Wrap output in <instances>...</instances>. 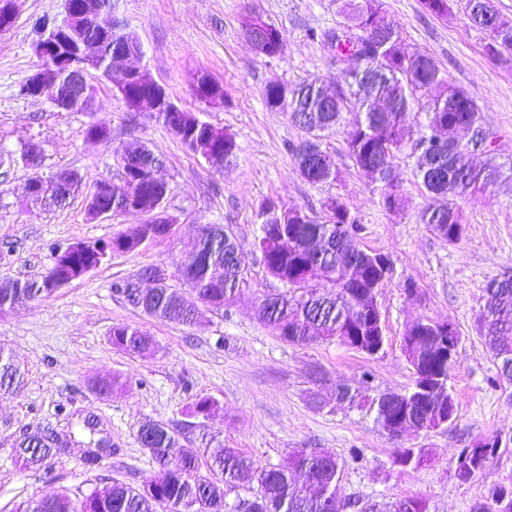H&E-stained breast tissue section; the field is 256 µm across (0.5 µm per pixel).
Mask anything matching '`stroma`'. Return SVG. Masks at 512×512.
Instances as JSON below:
<instances>
[{
    "instance_id": "obj_1",
    "label": "stroma",
    "mask_w": 512,
    "mask_h": 512,
    "mask_svg": "<svg viewBox=\"0 0 512 512\" xmlns=\"http://www.w3.org/2000/svg\"><path fill=\"white\" fill-rule=\"evenodd\" d=\"M408 51L432 57L451 80L481 108V125L496 139L497 160L512 163V54L491 57L486 34L464 16L455 0L451 16L426 11L422 0H383ZM342 0H119L118 16L135 32L145 50L152 78L174 102L235 136L236 160L211 167L188 151L164 126L142 112L130 111L111 80L89 71L92 108L66 112L46 100L20 95L19 86L38 68L34 45L43 21H62L64 0H15L11 29L0 33V153L12 165L0 167V279L43 278L53 264V246L110 239L146 221L145 213L89 221L85 197L97 183L121 173L117 148L140 141L162 161L157 176L168 188L164 202L173 220L170 233L130 254L110 255L100 266L56 289L49 297L23 300L0 314V349L12 354L24 379L0 393V512H15L28 499L67 488L82 494L120 481L139 487L158 466L141 447L140 426L159 420L179 430L180 446L168 457L178 467L184 452L215 437L237 448L255 465L283 463L299 448H319L342 466V495L356 500L395 502L416 496L428 512H470L492 485L512 478V384L497 379L493 357L477 330L487 281L512 276V177L459 202L464 223L454 244L422 224L433 200L412 172L407 151L396 153L393 169L399 209L381 202V186L347 155L343 131L325 134L322 147L333 157L338 180L322 185L300 175L289 144L305 131L287 113L264 103L267 85L317 81L336 89V68L310 31L336 26ZM278 28L284 47L279 59L259 56L244 35L250 15ZM201 73L224 87V103L209 107L193 94ZM107 119L109 144L87 142L84 131ZM36 149L37 169L20 157ZM77 173L82 192L62 207L24 198L21 186L31 174L51 178ZM343 199L364 225L365 249L390 254L394 272L379 290L378 304L388 344L368 356L333 342L296 346L260 321L263 294L279 284L267 274L255 248L256 215L269 199L323 219V201ZM220 224L248 254L249 288L227 310L200 307L195 326L186 327L144 315L112 284L133 280L152 287L147 272L164 268L168 284L184 289L181 265L197 238V225ZM415 294H407L406 284ZM452 323L460 342L448 385L457 415L452 425L431 432L394 437L382 430L367 407L337 400L339 388L401 393L413 383L401 351L405 330L415 321ZM139 327L155 336L160 350L141 359L113 347L112 329ZM122 375L126 387L112 396H95L91 383ZM201 397L214 401L209 417L190 411ZM94 419L95 432L84 427ZM52 429L70 444L67 456L47 470L25 469L12 453L25 433ZM110 446L93 468L80 457L90 436ZM484 438L499 441L496 454L472 479L455 476L460 449ZM422 448L424 462L395 470L397 449Z\"/></svg>"
}]
</instances>
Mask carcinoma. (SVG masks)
I'll use <instances>...</instances> for the list:
<instances>
[{
    "mask_svg": "<svg viewBox=\"0 0 512 512\" xmlns=\"http://www.w3.org/2000/svg\"><path fill=\"white\" fill-rule=\"evenodd\" d=\"M485 0H467L465 11L469 22L488 35L486 48L493 52L495 45L512 46V23L495 15L489 24L483 18ZM344 22L320 34L322 46L330 59L338 56L360 60L352 69L336 74V93H326L322 86L303 83L289 89V115L299 114L293 122L302 127L307 138L291 147L301 177L312 185L336 180L337 169L331 155L321 147V138L340 124L349 111L348 101L355 97L359 107L354 113L345 141L347 154L354 165L365 164L377 169L376 181L382 185L383 199L387 189L396 180L392 167L394 154L411 146L414 176L425 192L433 197L464 198L484 190L502 175L495 162L494 148L483 150L486 163L477 168L470 161V145L458 143L441 148L432 138L439 128L448 125L463 127L479 125L480 109L472 96L454 85L448 75L428 55L417 66L407 62L403 39L382 8L381 0H365L360 6L355 0H344ZM257 23L266 33L268 57L281 54L280 34L276 26L251 16L246 24ZM433 87L441 94L425 112V123L417 137H412L401 121L415 97ZM190 126L189 134L181 143L192 153L197 145L219 149L221 168L238 155L235 137L211 124L195 126V115L182 113ZM110 134L108 123L97 120L84 132L85 139L105 142ZM129 159L133 165L146 169L157 163L155 155L145 146L130 143L120 150V159ZM141 185L121 177L112 184V196L102 206L116 211L123 207L129 194ZM326 219H314L309 224L277 223L274 201H267L257 214L264 234L257 236L256 248L261 254L266 271L278 280L284 290L263 295L259 315L267 327L284 322L281 339L293 345L336 341L349 335L356 324L359 311L346 297L345 291L356 288L343 280L349 270L364 273L365 283L378 280L380 273L374 266L376 252L361 248L363 227L344 203L333 197L324 201ZM422 223L450 244L458 242L463 234L462 213L459 208L429 206L421 213ZM137 242L116 235L108 241L79 242L59 259L57 273L72 276L85 264H99L109 253H132ZM198 254L191 271L195 279L192 294L187 297L169 285H158L150 290H139L129 281H118L114 291L145 315L162 321L190 326L197 310L196 298L202 297L216 310L230 307L242 288L248 285V255L234 241L221 224H203L198 228ZM51 284L41 281H0V311L12 306L21 296L39 299L51 295ZM479 328L484 330L485 343L497 361L499 378L512 381V277L493 278L486 283L483 304L478 316ZM425 336L417 340L406 334L402 350L413 371V384L442 375L449 377L448 365L433 357L431 342L439 335L440 323L424 322ZM112 345L139 358H150L159 351L155 337L128 325L112 329ZM23 376L11 357L0 350V391L9 392L22 382ZM118 376L99 379L92 390L108 397L121 388ZM359 396L346 390L339 399L356 401ZM361 398L375 412V420L384 413L401 410L396 402L384 406L380 397L363 395ZM442 401L436 396L414 407L413 421L434 428L441 415ZM138 440L154 459L159 470L141 487L114 482L104 490H95L83 497L62 489L56 494L32 498L19 505L16 512H336V503L342 501V468L335 456L315 448H303L290 454L277 466L258 468L252 459L237 448L204 450L199 457L188 454L180 467L166 466L168 451L179 447V434L162 421L148 420L140 428ZM15 457L25 467L39 469L46 461L61 457L68 446L60 441H48L45 436L24 437L13 447ZM207 474H200L201 467ZM244 491L234 503L228 495ZM367 512H426L420 498H404L391 505L371 501ZM470 512H512V497H502V486H492L484 499L474 502Z\"/></svg>",
    "mask_w": 512,
    "mask_h": 512,
    "instance_id": "obj_1",
    "label": "carcinoma"
}]
</instances>
